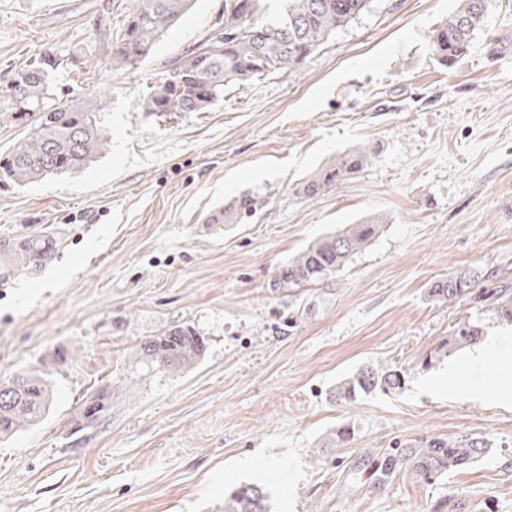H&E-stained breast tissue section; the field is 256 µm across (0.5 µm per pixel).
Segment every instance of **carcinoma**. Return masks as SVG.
<instances>
[{
  "label": "carcinoma",
  "mask_w": 512,
  "mask_h": 512,
  "mask_svg": "<svg viewBox=\"0 0 512 512\" xmlns=\"http://www.w3.org/2000/svg\"><path fill=\"white\" fill-rule=\"evenodd\" d=\"M194 0H135L112 44V65L130 70L145 61L163 31L193 6ZM263 0H224V25L216 27L191 52L169 62L168 68L146 86L141 102L145 112H204L224 99L227 86L259 78L266 73L290 72L338 30L371 9L373 0H286L273 22L262 17ZM489 0H460V5L433 34L439 64L450 66L466 56L482 29ZM58 58L44 55L0 83V120L30 123L29 135L0 154V186H23L46 177L78 173L101 157L106 136L97 121L105 109L101 101H62L53 97L52 75ZM379 147L364 144L336 155L298 183L296 194L317 199L360 173L376 158ZM267 205L264 197L242 191L212 215L219 224H242ZM388 218L369 216L329 232L301 250L281 267L272 288H300L321 282L341 271L364 249ZM47 256L44 241L34 237L20 248L0 245V275ZM430 296L440 300L468 294L489 304L501 323L512 326V292L507 288H477L467 274L451 275L433 283ZM483 339L479 323L466 319L448 334L450 348L475 345ZM203 337L190 326L175 325L145 340L138 355L145 363L171 373L193 368L204 355ZM404 385L402 371L365 365L341 380L334 393L353 402L361 394L392 392ZM53 394L43 373L22 370L0 379V438L32 426L50 409ZM105 406L99 403L78 411V429L95 426ZM491 448L482 437L421 439L406 448H392L376 460V484L386 487L395 472L410 469L430 479L450 470L466 468ZM224 512H270L264 486L243 485L224 500Z\"/></svg>",
  "instance_id": "carcinoma-1"
}]
</instances>
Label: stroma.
I'll list each match as a JSON object with an SVG mask.
<instances>
[{
    "instance_id": "obj_1",
    "label": "stroma",
    "mask_w": 512,
    "mask_h": 512,
    "mask_svg": "<svg viewBox=\"0 0 512 512\" xmlns=\"http://www.w3.org/2000/svg\"><path fill=\"white\" fill-rule=\"evenodd\" d=\"M134 0H0V82L45 52L61 100L104 97L107 148L85 171L0 187V242L52 255L0 279V378L41 369L49 413L0 439V512H223L257 483L273 512H512V336L486 304L431 300L466 272L512 289V0H489L471 52L440 66L432 32L458 0H374L298 69L229 86L204 112L143 111L147 84L211 32L224 0H196L136 69L111 36ZM375 161L317 200L296 184L360 144ZM264 195L248 224H214L238 193ZM390 221L333 277L273 289L310 242L366 215ZM481 323L472 388L448 377L462 319ZM174 325L207 350L172 374L137 346ZM405 384L352 403L337 382L362 365ZM102 398L100 424L75 413ZM350 426L349 443L331 444ZM484 437L490 453L424 480H374L376 453L426 438Z\"/></svg>"
}]
</instances>
